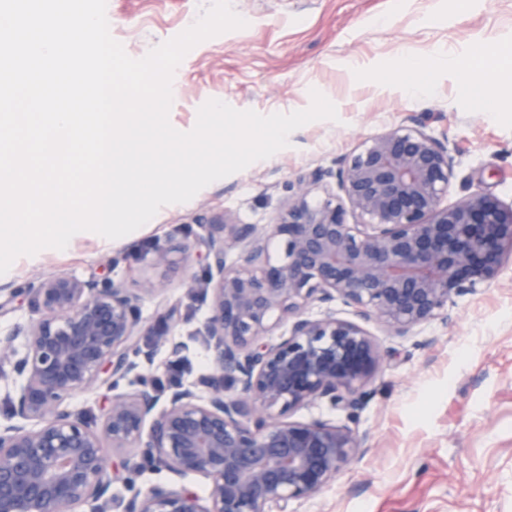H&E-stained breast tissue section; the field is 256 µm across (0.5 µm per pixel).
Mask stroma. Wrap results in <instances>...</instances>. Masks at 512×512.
Instances as JSON below:
<instances>
[{
	"label": "stroma",
	"mask_w": 512,
	"mask_h": 512,
	"mask_svg": "<svg viewBox=\"0 0 512 512\" xmlns=\"http://www.w3.org/2000/svg\"><path fill=\"white\" fill-rule=\"evenodd\" d=\"M211 0H107L112 37L135 59L192 25ZM245 28L205 40L178 66L179 87L171 125L191 130L210 99L262 115L289 113L310 104L319 90L336 107L337 120L295 130L289 147L259 167L213 182L187 204L158 212L152 226L129 242H107L88 232L63 253L15 263L0 299V330L34 315L16 289L66 275L105 277L134 288L157 277L151 248L173 245L199 232L198 220L226 212L240 224L270 227L288 188L365 138L423 121L447 135L454 151L448 202L478 193L512 203V95L485 98L489 79L512 86V61L496 75L473 65L462 87L453 70L430 74L422 97L402 96L392 76L403 56L472 58L481 45L512 48V0H231ZM203 252L167 271L162 297L139 306L143 328L166 307L183 317L175 334L185 345L184 384L199 382L212 361L201 334L209 301L188 286L202 275ZM386 354L365 386L355 417L326 404L296 410L294 420L323 419L367 436L355 465L320 492L296 501L294 512H512V268L497 283L455 298L447 320H433L394 336L369 327Z\"/></svg>",
	"instance_id": "1"
}]
</instances>
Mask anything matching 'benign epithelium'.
I'll return each instance as SVG.
<instances>
[{"label": "benign epithelium", "mask_w": 512, "mask_h": 512, "mask_svg": "<svg viewBox=\"0 0 512 512\" xmlns=\"http://www.w3.org/2000/svg\"><path fill=\"white\" fill-rule=\"evenodd\" d=\"M453 176L448 139L413 118L299 179L268 229L224 213L199 219L203 236L153 247L157 270L205 248L207 272L189 283L211 307L204 397L185 384L163 391L137 372V358L151 360L139 305L161 296L164 280L131 289L52 276L14 289L37 317L0 333V382L17 384L12 422L0 425V512H291L320 492L357 461L366 437L287 415L326 402L353 416L385 362L366 324L403 336L446 323L448 303L496 282L512 256V204L481 194L445 204ZM331 183L337 191L315 193ZM228 240L238 249L231 264ZM338 300L352 317L336 316ZM313 303L327 305L319 318L307 315ZM282 321L287 331L269 337ZM180 322L168 310L155 335L164 340ZM131 375L135 391L117 392ZM102 389L110 396L98 425L64 405ZM145 461L171 482L142 491L130 479L121 506L114 475ZM189 477L206 480L208 497L182 484Z\"/></svg>", "instance_id": "obj_1"}]
</instances>
